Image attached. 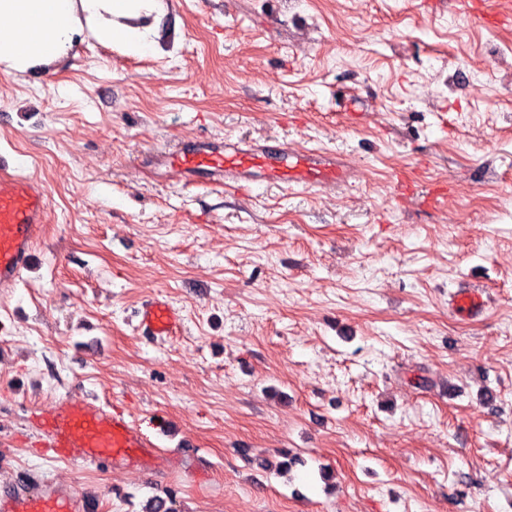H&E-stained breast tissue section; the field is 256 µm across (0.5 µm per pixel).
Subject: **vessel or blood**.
I'll return each mask as SVG.
<instances>
[{
	"instance_id": "vessel-or-blood-1",
	"label": "vessel or blood",
	"mask_w": 512,
	"mask_h": 512,
	"mask_svg": "<svg viewBox=\"0 0 512 512\" xmlns=\"http://www.w3.org/2000/svg\"><path fill=\"white\" fill-rule=\"evenodd\" d=\"M165 162L188 175L206 173L211 180L231 187L242 186L257 174L268 183L288 188L338 184L347 177L336 153L295 148L278 140L243 144L192 140L166 154ZM47 210L48 192L41 183L21 175L0 179L1 285L16 283L30 265ZM452 306L463 317L481 315L487 307L486 292L458 289ZM137 317L139 328L155 337L174 335L182 326L179 313L159 299L146 303ZM41 433L47 447L64 459L105 468L133 465L148 476L160 469L154 440L124 414L94 399L80 407L58 400ZM0 512H98V506L73 492L46 489L26 496L1 495Z\"/></svg>"
}]
</instances>
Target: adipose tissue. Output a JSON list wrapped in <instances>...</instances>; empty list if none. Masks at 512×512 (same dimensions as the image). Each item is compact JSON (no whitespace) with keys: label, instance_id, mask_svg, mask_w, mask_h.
Returning <instances> with one entry per match:
<instances>
[{"label":"adipose tissue","instance_id":"ef3b65f1","mask_svg":"<svg viewBox=\"0 0 512 512\" xmlns=\"http://www.w3.org/2000/svg\"><path fill=\"white\" fill-rule=\"evenodd\" d=\"M158 14L159 0H0V67L22 72L65 57L87 25L103 45L150 55L155 32L138 21Z\"/></svg>","mask_w":512,"mask_h":512}]
</instances>
